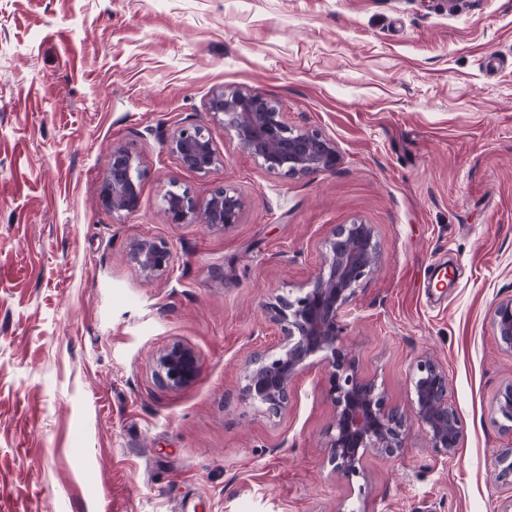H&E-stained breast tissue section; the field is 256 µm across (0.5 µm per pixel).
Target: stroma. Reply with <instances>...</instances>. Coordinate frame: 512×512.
Wrapping results in <instances>:
<instances>
[{"label":"stroma","instance_id":"35a3bbf8","mask_svg":"<svg viewBox=\"0 0 512 512\" xmlns=\"http://www.w3.org/2000/svg\"><path fill=\"white\" fill-rule=\"evenodd\" d=\"M218 89L278 100L335 140V169L267 173L212 117ZM191 123L224 159L205 174L164 146ZM116 144L143 174L119 218L100 200ZM174 183L241 192L240 223H168ZM354 222L382 252L346 321L358 377L409 418L430 356L464 434L447 459L411 428L350 479L326 448L330 371L278 416L244 371L278 340L265 305ZM142 236L174 253L150 282L128 260ZM510 297L512 0H0V512H502L512 353L491 309ZM174 342L198 357L180 389L154 376Z\"/></svg>","mask_w":512,"mask_h":512}]
</instances>
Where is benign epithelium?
Masks as SVG:
<instances>
[{"label":"benign epithelium","mask_w":512,"mask_h":512,"mask_svg":"<svg viewBox=\"0 0 512 512\" xmlns=\"http://www.w3.org/2000/svg\"><path fill=\"white\" fill-rule=\"evenodd\" d=\"M214 119L234 133L239 149L271 174L299 178L336 167V142L317 130L299 129L271 98L247 90L220 89L208 102ZM167 149L183 168L207 173L224 164L214 149L208 130L196 124L178 127L166 139ZM142 192V173L136 155L127 147L112 148L109 172L100 197L112 215L136 211ZM171 224H200L209 230L227 229L240 222L245 208L241 193L225 186L215 188L204 202L176 184L162 197ZM129 260L146 279L167 274L174 256L169 244L155 237L132 242ZM381 264V248L371 224H337L325 239L319 273L294 297L279 296L265 305L266 318L277 326L279 342L254 353L245 371L246 397L278 416L292 401L294 379L319 361L332 370V396L336 415L327 447L334 469L350 478L361 473L363 457L370 451L393 456L406 447L409 428L397 412L385 407L376 384L359 378L343 349L345 318L351 313L358 287ZM492 326L499 346L512 353V298L497 303ZM195 352L174 343L156 358L155 375L172 389L193 381ZM413 388L414 417L430 447L443 457L456 455L463 428L457 407L449 397L448 374L431 359L415 361L409 376ZM502 428L512 431V387L495 402ZM499 478L512 485V448H502L495 458Z\"/></svg>","instance_id":"obj_1"}]
</instances>
